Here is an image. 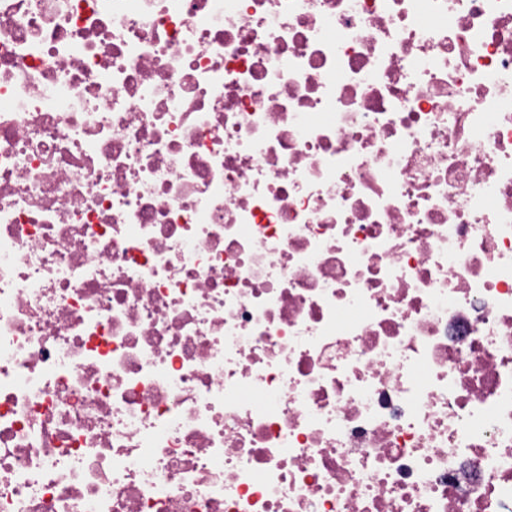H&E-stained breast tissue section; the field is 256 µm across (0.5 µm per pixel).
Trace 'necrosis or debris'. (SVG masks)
Returning <instances> with one entry per match:
<instances>
[{
	"label": "necrosis or debris",
	"instance_id": "4bbe7bcc",
	"mask_svg": "<svg viewBox=\"0 0 512 512\" xmlns=\"http://www.w3.org/2000/svg\"><path fill=\"white\" fill-rule=\"evenodd\" d=\"M0 512H512V0H0Z\"/></svg>",
	"mask_w": 512,
	"mask_h": 512
}]
</instances>
